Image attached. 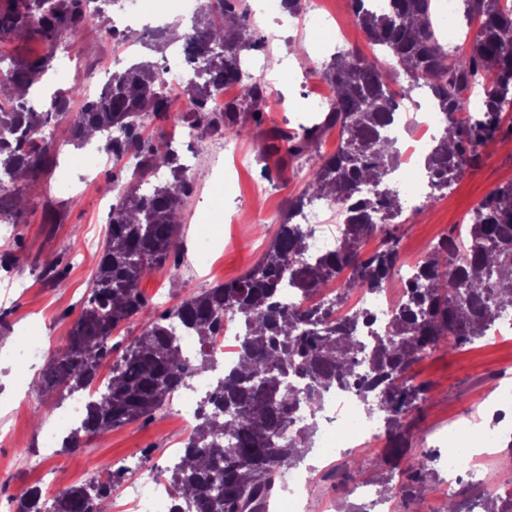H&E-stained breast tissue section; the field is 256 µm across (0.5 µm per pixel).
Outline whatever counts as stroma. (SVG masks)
<instances>
[{"instance_id": "1", "label": "stroma", "mask_w": 512, "mask_h": 512, "mask_svg": "<svg viewBox=\"0 0 512 512\" xmlns=\"http://www.w3.org/2000/svg\"><path fill=\"white\" fill-rule=\"evenodd\" d=\"M253 10L262 0H248ZM257 36L266 40L253 67L270 91L266 111L269 123H246L238 139L244 161L224 157V173H217L216 156L224 138L212 133L203 142H188L179 135L184 122L180 89L170 94V114L164 122L150 121L146 136L156 142H173L187 167L194 191L181 210L178 243L179 266H164L144 277L139 288L152 313L159 314L183 299L215 285L230 282L252 267L272 239L290 199L308 179L301 159H283L268 152L273 126L298 128L321 119L307 111L306 97L323 96L325 86L313 70L327 60L315 26L304 30L260 15ZM125 44L103 37L97 18L91 17L74 36L75 59L65 76L66 86L85 85L98 68L125 59ZM279 55L282 69L273 75L266 59ZM222 156V155H221ZM97 179L81 191L63 193L57 167L49 165L28 192V210L22 223L12 225L7 242H0V500L16 497L18 489L53 482L62 491L74 480L95 478L107 463L137 457L165 468L167 456L181 448L189 428L171 409L153 419L139 420L85 438L74 452L59 453L35 467L41 434L53 415L45 397L28 390L38 370L15 358L14 351L31 336L39 337L44 352L62 343L89 294L106 238L110 211L102 207L98 183H122L126 172L105 162ZM512 182V138L495 139L480 147L477 162L448 189L422 209L413 224H393L389 231L404 259L429 254L434 244L450 232H463L473 208L497 187ZM221 225L223 238L203 266L195 264V244L206 223ZM416 382L427 384L425 400L409 413L415 428L409 439L410 454L424 444L438 445V437L453 419L468 413L482 390L512 376V335L484 338L455 348H440L412 367ZM23 431L18 440L5 439L10 429ZM312 474L308 512H337L347 487L337 485L335 472L326 470L321 453L303 463Z\"/></svg>"}]
</instances>
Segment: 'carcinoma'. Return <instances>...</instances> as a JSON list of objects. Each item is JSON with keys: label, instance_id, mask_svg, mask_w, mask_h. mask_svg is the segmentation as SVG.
<instances>
[{"label": "carcinoma", "instance_id": "cac0c4a2", "mask_svg": "<svg viewBox=\"0 0 512 512\" xmlns=\"http://www.w3.org/2000/svg\"><path fill=\"white\" fill-rule=\"evenodd\" d=\"M357 24L372 47L404 71L415 89L428 92L444 114V136L425 167L433 184L446 187L478 159V147L495 139L507 121L503 106L512 101V3L506 0H462L466 26L472 16L479 28L470 51L450 54L439 42L436 0H388L385 8H368L369 0H352ZM89 0H0V41L20 37L38 40L48 52L0 67V89L22 92L0 101V223L23 221L26 201L22 182L30 183L55 155L40 139L42 129L63 118L67 143L81 148L88 134H99L100 147L117 164L129 153L138 158L123 193L112 204L109 231L90 294L36 382L56 403L78 393L86 398V418L62 442L74 450L81 440L104 430L153 418L173 392L188 385L191 372L213 369L210 345L224 331V319L245 326L234 367L219 378L195 413V422L176 459L167 466L166 482L175 501L173 512L192 504L196 512H267L269 499L284 470L299 465L315 435L317 415L332 387L347 385L362 365L366 373L356 392L366 413L384 414L387 448L375 459L350 458L343 464L344 482L371 484L379 497L417 495L438 478L433 457L421 453L400 468L410 428L405 419L426 388L405 378L411 366L438 348L472 343L490 333L500 313L512 307V183L491 192L459 234L461 242L438 241L411 274L400 306L366 348L354 332L370 323L364 312L331 319L325 303L304 310L291 305L284 289L308 299L346 275L343 292L384 290L399 261L397 242L374 221L383 211L395 219L403 210L399 191L385 179L399 164L401 151L387 135L398 111L388 74L355 52H336L313 74L333 88L323 120L294 133L277 131L268 150L305 158L311 174L304 190L288 206L282 222L259 261L241 278L191 295L164 314H147L139 284L179 254V213L192 182L177 149L144 136L145 121L167 119L170 99L158 65L134 61L112 72L94 97L72 86L33 105L32 89L52 67L63 36L83 26ZM188 78L179 84L191 125L202 140L211 131L227 139L242 134L240 113L265 122L267 86L240 81L243 57L264 47L254 36L242 0H206L184 36ZM484 108L460 124L465 108L463 87L479 73ZM240 83L239 98L215 105L225 84ZM82 98L72 110L75 98ZM338 127L340 143L330 156L319 150L322 136ZM166 171L164 180L141 191L146 176ZM344 207L343 224L333 249L306 260L315 228L292 223L293 215L313 199ZM384 235L383 246L367 257L361 243ZM141 317L142 332L122 349L108 336L131 318ZM197 338L193 371L182 367L177 330ZM110 375L93 384L106 359ZM374 470L376 478L366 474ZM399 480L392 483V474ZM112 480L97 478L60 492L53 512H86L89 504L112 492ZM39 489L21 496L17 512H43ZM484 512H512V492L488 496Z\"/></svg>", "mask_w": 512, "mask_h": 512}]
</instances>
